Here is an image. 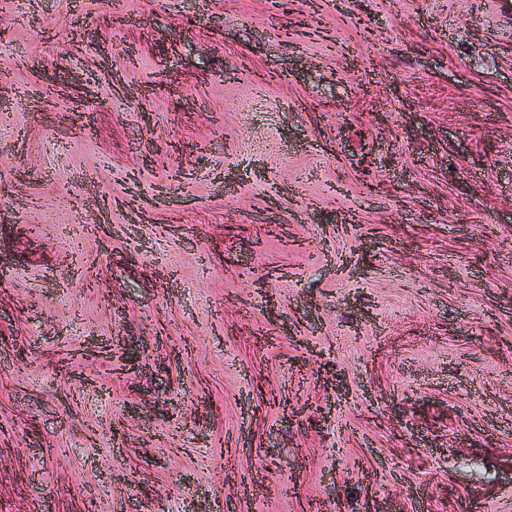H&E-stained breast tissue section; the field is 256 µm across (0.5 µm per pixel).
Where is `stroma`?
<instances>
[{
  "mask_svg": "<svg viewBox=\"0 0 512 512\" xmlns=\"http://www.w3.org/2000/svg\"><path fill=\"white\" fill-rule=\"evenodd\" d=\"M384 505L512 512V0H0V512Z\"/></svg>",
  "mask_w": 512,
  "mask_h": 512,
  "instance_id": "obj_1",
  "label": "stroma"
}]
</instances>
